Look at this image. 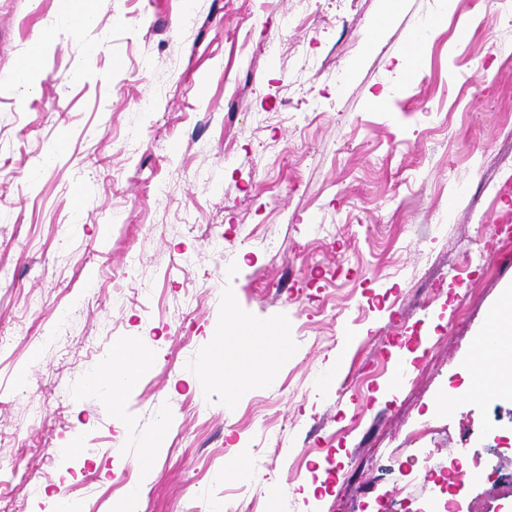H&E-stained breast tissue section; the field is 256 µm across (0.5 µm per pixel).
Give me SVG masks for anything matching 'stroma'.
Segmentation results:
<instances>
[{
  "mask_svg": "<svg viewBox=\"0 0 512 512\" xmlns=\"http://www.w3.org/2000/svg\"><path fill=\"white\" fill-rule=\"evenodd\" d=\"M510 181L512 0H0V512H512V400L466 368ZM229 317L293 348L232 400L197 381ZM135 342L122 408L79 389ZM488 426L494 467L424 478ZM224 476L236 482H248L255 478L248 461L241 456H235L225 462Z\"/></svg>",
  "mask_w": 512,
  "mask_h": 512,
  "instance_id": "1",
  "label": "stroma"
}]
</instances>
